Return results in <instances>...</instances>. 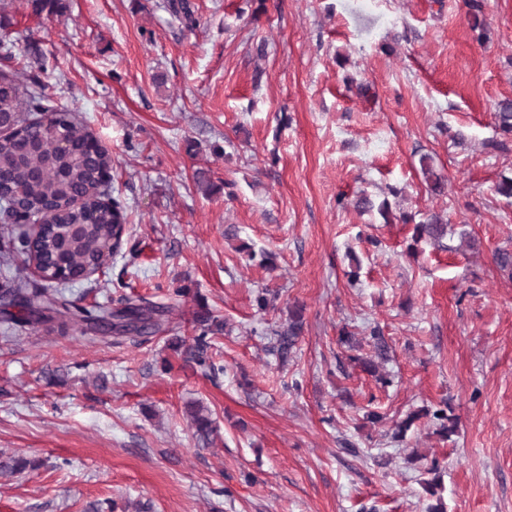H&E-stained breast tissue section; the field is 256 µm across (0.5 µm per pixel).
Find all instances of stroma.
Returning <instances> with one entry per match:
<instances>
[{
    "instance_id": "obj_1",
    "label": "stroma",
    "mask_w": 512,
    "mask_h": 512,
    "mask_svg": "<svg viewBox=\"0 0 512 512\" xmlns=\"http://www.w3.org/2000/svg\"><path fill=\"white\" fill-rule=\"evenodd\" d=\"M468 2L189 0V30L168 0L50 16L0 0V73L78 113L127 205L118 253L65 297L165 312L163 331L118 344L0 332V454L39 463L0 477V512H425L434 465L448 512H512V274L495 259L512 201L493 191L512 140L491 147L512 0H482V41ZM390 187L404 211L448 218L443 247L408 256L412 225L354 208ZM202 311L223 324L212 372L185 348Z\"/></svg>"
}]
</instances>
